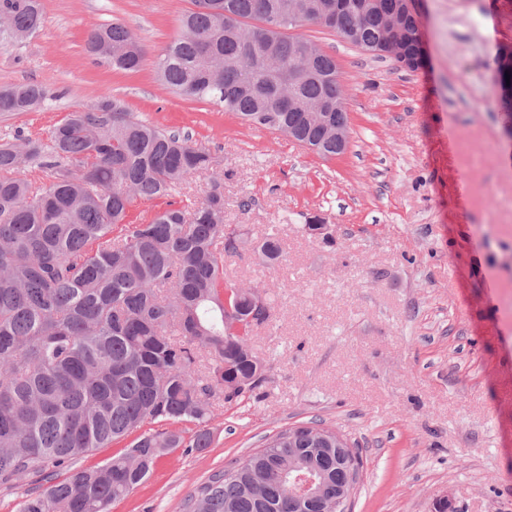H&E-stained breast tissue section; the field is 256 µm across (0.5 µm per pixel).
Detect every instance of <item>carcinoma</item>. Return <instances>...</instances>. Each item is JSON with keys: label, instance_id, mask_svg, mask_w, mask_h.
Wrapping results in <instances>:
<instances>
[{"label": "carcinoma", "instance_id": "obj_1", "mask_svg": "<svg viewBox=\"0 0 512 512\" xmlns=\"http://www.w3.org/2000/svg\"><path fill=\"white\" fill-rule=\"evenodd\" d=\"M180 18L162 51L158 78L172 93L232 112L244 122L288 135L309 126V109L334 105L329 121L348 125L346 91L335 59L306 36L285 30L319 25L342 38L377 40L382 13L346 11L329 21L326 0H207ZM288 15L284 30L269 17ZM9 34L22 43L44 24L42 0H0ZM93 62L137 71L147 50L130 45L115 20L89 31ZM309 69L322 80L288 84ZM40 83L0 93V112L45 104ZM213 157L188 137L136 118L103 97L68 113L47 140L16 134L0 144V490L14 475L37 478L17 512H112L177 448L211 445L212 399L253 393L266 369L249 345L251 300L234 291L224 254L243 240L224 223L218 180L199 203L175 205L145 224H127L137 201L172 197ZM38 170L39 183L29 178ZM254 250L270 265L284 260L276 233ZM213 370L200 371L203 357ZM158 428H152V425ZM134 439L112 458L73 466L78 457ZM294 447L325 477L330 498L346 465L301 437ZM186 512H319L288 497V429L189 494Z\"/></svg>", "mask_w": 512, "mask_h": 512}]
</instances>
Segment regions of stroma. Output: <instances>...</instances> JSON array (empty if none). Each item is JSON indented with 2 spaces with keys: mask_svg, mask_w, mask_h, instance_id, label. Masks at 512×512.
<instances>
[{
  "mask_svg": "<svg viewBox=\"0 0 512 512\" xmlns=\"http://www.w3.org/2000/svg\"><path fill=\"white\" fill-rule=\"evenodd\" d=\"M32 39L0 48V87L46 86L43 109L0 113V137L46 138L100 96L189 135L216 160L183 185L200 202L224 177V221L250 241L269 231L285 259L224 258L236 283L275 302L250 345L267 380L213 403V442L176 449L112 512H184L215 471L279 430L319 424L359 449L349 512H512V140L495 86L512 48V0H416L427 63L416 71L316 25L335 58L350 142L323 158L284 135L167 90L162 50L192 0H43ZM121 20L147 48L138 71L93 63L89 29ZM324 232L308 230L313 219Z\"/></svg>",
  "mask_w": 512,
  "mask_h": 512,
  "instance_id": "stroma-1",
  "label": "stroma"
}]
</instances>
